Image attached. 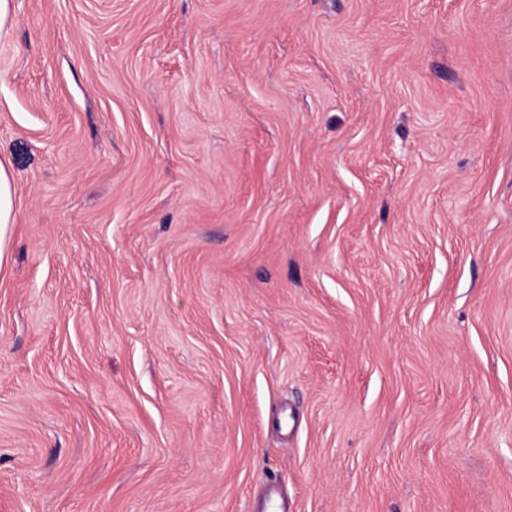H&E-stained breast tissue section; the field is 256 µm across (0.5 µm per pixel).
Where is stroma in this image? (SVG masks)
<instances>
[{
	"label": "stroma",
	"mask_w": 512,
	"mask_h": 512,
	"mask_svg": "<svg viewBox=\"0 0 512 512\" xmlns=\"http://www.w3.org/2000/svg\"><path fill=\"white\" fill-rule=\"evenodd\" d=\"M0 512H512V0H13Z\"/></svg>",
	"instance_id": "obj_1"
}]
</instances>
